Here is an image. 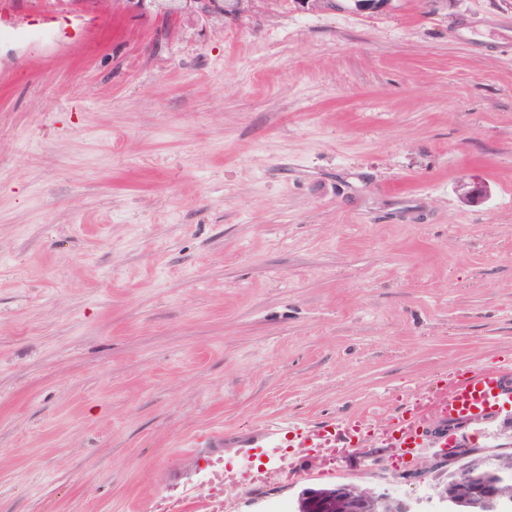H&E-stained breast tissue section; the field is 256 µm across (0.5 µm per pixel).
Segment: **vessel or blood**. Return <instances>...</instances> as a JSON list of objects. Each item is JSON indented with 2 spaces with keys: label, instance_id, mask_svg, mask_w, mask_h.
I'll return each instance as SVG.
<instances>
[{
  "label": "vessel or blood",
  "instance_id": "1",
  "mask_svg": "<svg viewBox=\"0 0 512 512\" xmlns=\"http://www.w3.org/2000/svg\"><path fill=\"white\" fill-rule=\"evenodd\" d=\"M512 397V383L500 374L476 371L469 376L449 377L445 385L427 402L399 410L385 429L381 439L393 440L396 447L425 449L423 427L427 417H435L440 425L459 421L475 422L495 414L506 398ZM352 427L344 422L328 425L289 424L277 421L269 424L255 439L243 441V453L260 451L270 460L276 473L297 477L302 472L303 457H316L335 448L353 444ZM153 512H215L213 496L202 494L198 484L186 482L176 495L160 492L153 498Z\"/></svg>",
  "mask_w": 512,
  "mask_h": 512
}]
</instances>
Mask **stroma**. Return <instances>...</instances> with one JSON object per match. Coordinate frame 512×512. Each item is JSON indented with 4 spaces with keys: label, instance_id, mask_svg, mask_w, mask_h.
Listing matches in <instances>:
<instances>
[{
    "label": "stroma",
    "instance_id": "1",
    "mask_svg": "<svg viewBox=\"0 0 512 512\" xmlns=\"http://www.w3.org/2000/svg\"><path fill=\"white\" fill-rule=\"evenodd\" d=\"M53 17V26L42 23ZM512 365V0H266L194 25L111 0L0 17V512H151L268 423L347 421L353 484L438 512L376 431ZM512 405L455 444L512 452ZM224 446H206L214 435Z\"/></svg>",
    "mask_w": 512,
    "mask_h": 512
}]
</instances>
